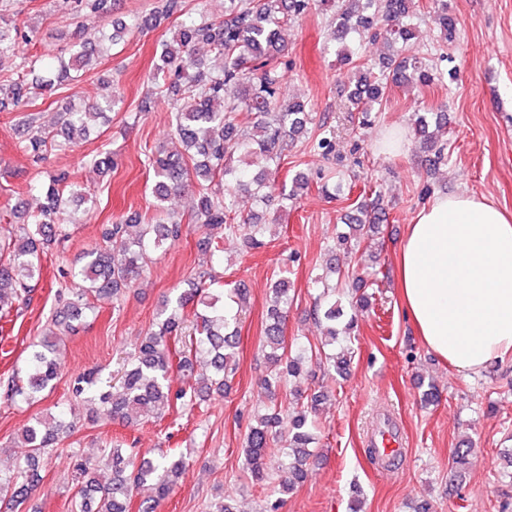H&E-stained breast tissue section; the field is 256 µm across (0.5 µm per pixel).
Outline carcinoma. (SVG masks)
<instances>
[{
	"instance_id": "obj_1",
	"label": "carcinoma",
	"mask_w": 512,
	"mask_h": 512,
	"mask_svg": "<svg viewBox=\"0 0 512 512\" xmlns=\"http://www.w3.org/2000/svg\"><path fill=\"white\" fill-rule=\"evenodd\" d=\"M62 3L76 13H112V0ZM312 5L313 0H224V17L187 14L174 39L162 43L148 80L173 102L169 136L179 148H161L150 158L156 178L155 216L147 224L139 223L136 217L111 226L108 237L123 241L121 252L97 249L87 253L86 263L71 273L73 288L69 289L60 318L51 320L46 338L30 351L24 374L3 385L0 394L4 399L29 400L53 388L60 373L54 356L60 336L54 328L75 330V323L91 308V301L116 299L132 287L145 272L147 254L180 240L185 223L206 229L224 225L232 230L238 226L245 249L265 247L275 225L262 223V217L254 213H238V197L247 195L265 208L274 205L284 211L309 186V178L299 173L292 178L290 189L274 199L267 191L266 173H254L250 167L260 161L271 170L278 169L283 145L303 134L312 121L305 102L285 104L280 99L288 72L282 31ZM320 5L331 14L337 56L352 66L347 99L361 112V124H371L373 104L383 101L391 86L428 87L434 81V66L416 51L419 30L415 0H320ZM456 28V18L448 14V5H442L440 40H453ZM35 38L34 28L21 26L0 13V56L10 54L18 60L17 75L0 76V108L27 97L32 88L51 91L70 82L72 71L92 68L103 42V38L94 40L77 28L71 34L70 57L45 64L18 51L19 44ZM368 39H380L386 48L376 66L360 56ZM203 53L222 58L223 65L205 67L199 58ZM115 105L112 98L88 103L80 110L71 105L63 108L54 123V147L66 150L77 146L88 131L89 121ZM35 123L36 118L29 120L27 131L31 136L25 138L22 148L38 158L52 133L35 127ZM412 125L424 161L433 168L448 161L447 142L439 139V134L446 133L445 115L415 112ZM191 189L194 197L188 217L168 211V199ZM72 201L85 203L90 198L69 181L66 173L50 177L43 184L41 202L24 214L18 232L11 231L0 241V312L29 300L41 275V255L51 243L67 237L74 223L69 206ZM357 210L362 218L336 235L341 245L361 243L388 221V213L377 199L359 201ZM343 280L351 283L354 291L349 313L336 300V288ZM376 281V274L353 268L337 272L335 279L320 277L313 282L317 291L315 314L325 326V342L318 354L340 376L351 362L348 340L358 326V312L370 306L367 289ZM207 284L218 285L219 278L205 272L189 279L187 288L165 303L158 330L145 336L138 352L130 355L119 392L101 389L97 371L89 369L73 381L75 401L91 402L96 405L97 415L131 424L165 408L192 404L197 393L192 379L220 390L228 388L237 370V333L230 330L237 314L217 294L201 301L204 311L194 313V320L185 314ZM290 302L288 281H275L263 330V348L270 363L265 384L274 394L288 383L300 400L303 392L298 383L308 377V362L313 355L304 346L290 351L285 344ZM192 353L203 356L205 373L196 374ZM174 366L183 372L182 385L177 388L169 383ZM322 400L324 395L313 394L310 402L287 419L276 408L254 416L245 451L256 482L267 478L270 460L266 449L277 435L285 442L279 463L285 477L278 482L277 492L285 495L303 482ZM55 441L54 426L47 419L35 418L24 426L18 440L21 452L17 471L0 477V512H20L37 485L40 460ZM102 465L112 470V479L105 483L95 477V469ZM186 470V459L180 453L170 451L152 460L115 440L103 459L82 458L77 462L72 508L74 512H129L134 492L149 485L154 490L153 503L142 504L140 509L155 512Z\"/></svg>"
}]
</instances>
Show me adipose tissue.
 <instances>
[{
	"instance_id": "obj_1",
	"label": "adipose tissue",
	"mask_w": 512,
	"mask_h": 512,
	"mask_svg": "<svg viewBox=\"0 0 512 512\" xmlns=\"http://www.w3.org/2000/svg\"><path fill=\"white\" fill-rule=\"evenodd\" d=\"M406 312L430 351L477 373L512 354V220L491 201L438 195L399 246Z\"/></svg>"
}]
</instances>
